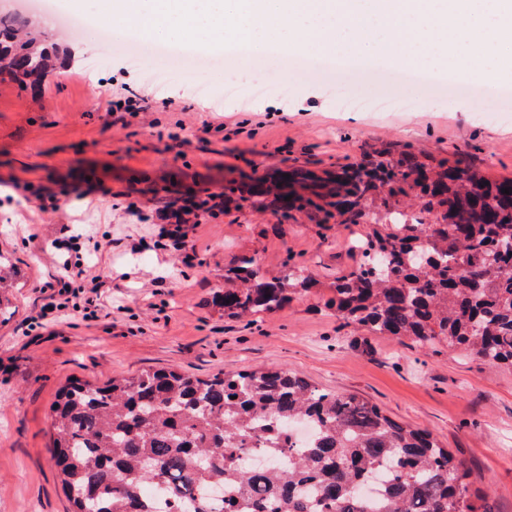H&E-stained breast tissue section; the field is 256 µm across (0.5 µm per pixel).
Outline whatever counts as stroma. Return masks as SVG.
Wrapping results in <instances>:
<instances>
[{"instance_id":"obj_1","label":"stroma","mask_w":512,"mask_h":512,"mask_svg":"<svg viewBox=\"0 0 512 512\" xmlns=\"http://www.w3.org/2000/svg\"><path fill=\"white\" fill-rule=\"evenodd\" d=\"M50 43L69 50L42 91L0 79V252L17 269L0 307V512H70L51 458L52 404L69 381L174 368L200 377L219 370L278 366L325 388L355 393L394 420L428 429L464 461L475 504L512 512V369L489 366L445 345L372 336L337 320L328 286L354 263L363 225L325 224L314 210L280 220L270 205L234 194L202 223L186 224L183 249L167 247L170 204L256 181L274 187L279 171L323 176L336 168L411 149L421 159L512 177V112L477 113L481 97L434 82L397 86L393 70L352 65L331 73L274 53L257 63L204 49L197 67L172 62L180 79L156 86L153 59L140 65L75 30L46 24ZM240 83L288 78L292 93L228 98ZM349 93L396 89L416 101L404 112H342L328 85ZM144 97L138 112L113 101ZM183 126L182 146L162 131ZM79 236L90 275L107 279L96 316L46 310L45 287ZM255 257L269 276L285 261L307 267L314 293L283 310L225 318L213 304L224 271Z\"/></svg>"}]
</instances>
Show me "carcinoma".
<instances>
[{"mask_svg": "<svg viewBox=\"0 0 512 512\" xmlns=\"http://www.w3.org/2000/svg\"><path fill=\"white\" fill-rule=\"evenodd\" d=\"M30 20L0 22V76L38 91L56 56L27 34ZM336 212L321 223L366 222L365 201L414 193L418 210L385 208L359 240L355 266L329 286L336 318L375 336L444 343L491 366L512 367V178L431 166L412 152L387 153L336 173ZM219 306L227 318L277 312L316 281L304 267L269 278L253 257L228 270ZM297 419L316 428L293 445ZM52 457L74 512H151L141 493L171 486L169 512H186L194 489L222 483L234 495L191 512H490L476 506L464 463L425 428L398 423L370 401L277 367L222 370L201 378L176 370L73 380L52 407ZM247 448L288 455L270 473L243 468ZM383 485L373 502L361 484Z\"/></svg>", "mask_w": 512, "mask_h": 512, "instance_id": "obj_1", "label": "carcinoma"}]
</instances>
